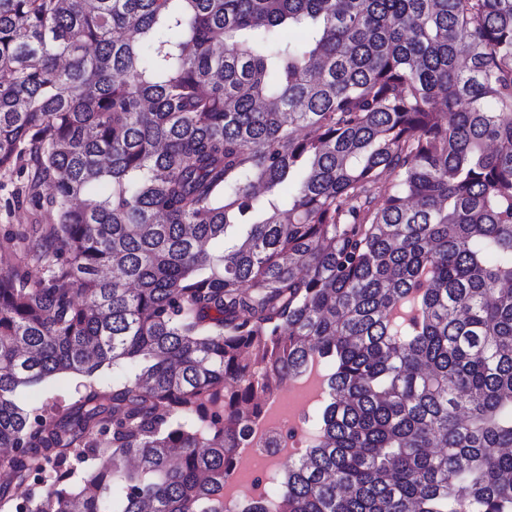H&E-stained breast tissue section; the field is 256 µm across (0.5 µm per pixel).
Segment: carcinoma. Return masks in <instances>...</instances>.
<instances>
[{
    "label": "carcinoma",
    "instance_id": "1",
    "mask_svg": "<svg viewBox=\"0 0 512 512\" xmlns=\"http://www.w3.org/2000/svg\"><path fill=\"white\" fill-rule=\"evenodd\" d=\"M0 71L53 216L0 274V512H512V0H0ZM315 356L313 444L227 505ZM81 381L80 377L61 375L52 382L40 386L21 390L17 395V402L23 407L31 408L40 405L45 398L57 393H74L76 385Z\"/></svg>",
    "mask_w": 512,
    "mask_h": 512
}]
</instances>
